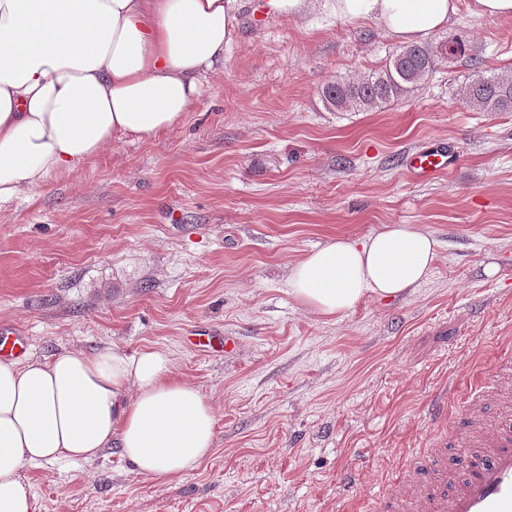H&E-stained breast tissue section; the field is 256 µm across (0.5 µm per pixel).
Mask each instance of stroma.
<instances>
[{"label": "stroma", "mask_w": 512, "mask_h": 512, "mask_svg": "<svg viewBox=\"0 0 512 512\" xmlns=\"http://www.w3.org/2000/svg\"><path fill=\"white\" fill-rule=\"evenodd\" d=\"M254 2L177 125L116 140L0 210V333L39 358L165 350L217 421L213 455L178 479L144 477L113 447L24 469L38 512H336L352 457L365 494L404 453L443 443L456 474L473 463L467 430L417 420L448 377L512 350V112L464 103L460 59L385 107L327 111L322 86L379 67L398 39L318 4L268 19ZM468 3L430 43L462 36L484 70L512 71V19ZM436 144L460 147L459 165L429 180L403 169ZM384 224L439 240L426 281L334 319L305 311L289 266Z\"/></svg>", "instance_id": "1"}]
</instances>
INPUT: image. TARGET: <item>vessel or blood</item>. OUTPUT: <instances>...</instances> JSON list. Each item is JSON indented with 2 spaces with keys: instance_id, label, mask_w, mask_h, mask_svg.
Returning <instances> with one entry per match:
<instances>
[{
  "instance_id": "b4317fda",
  "label": "vessel or blood",
  "mask_w": 512,
  "mask_h": 512,
  "mask_svg": "<svg viewBox=\"0 0 512 512\" xmlns=\"http://www.w3.org/2000/svg\"><path fill=\"white\" fill-rule=\"evenodd\" d=\"M455 162L448 150L431 147L411 154L406 167L411 175L430 179ZM476 390L479 398L485 399L512 392V356L500 358ZM447 400L442 393L428 402L432 426L453 423ZM463 408L472 424L469 453L477 461L468 477H456L448 466L447 448L440 446L421 456L405 457L386 488L365 499L357 493L363 472L354 466L344 471L339 485L340 512H512V423L485 432L475 423L479 413L476 400L464 402Z\"/></svg>"
}]
</instances>
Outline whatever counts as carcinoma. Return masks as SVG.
Listing matches in <instances>:
<instances>
[{
	"instance_id": "obj_1",
	"label": "carcinoma",
	"mask_w": 512,
	"mask_h": 512,
	"mask_svg": "<svg viewBox=\"0 0 512 512\" xmlns=\"http://www.w3.org/2000/svg\"><path fill=\"white\" fill-rule=\"evenodd\" d=\"M466 50V43L457 37L435 46L398 47L377 69L327 82L320 97L329 111L360 112L414 93L448 56L461 58ZM463 100L479 112H512V71L478 73L464 87Z\"/></svg>"
}]
</instances>
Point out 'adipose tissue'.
Here are the masks:
<instances>
[{
    "label": "adipose tissue",
    "instance_id": "ef3b65f1",
    "mask_svg": "<svg viewBox=\"0 0 512 512\" xmlns=\"http://www.w3.org/2000/svg\"><path fill=\"white\" fill-rule=\"evenodd\" d=\"M459 0H323L412 42L448 25ZM241 0H0V208L80 169L115 140L180 122L224 64ZM439 241L407 224L337 237L288 270L308 312L336 318L397 298L433 270ZM209 402L166 351L117 348L0 359V512H34L26 468L91 461L106 448L141 475L180 478L214 450Z\"/></svg>",
    "mask_w": 512,
    "mask_h": 512
}]
</instances>
